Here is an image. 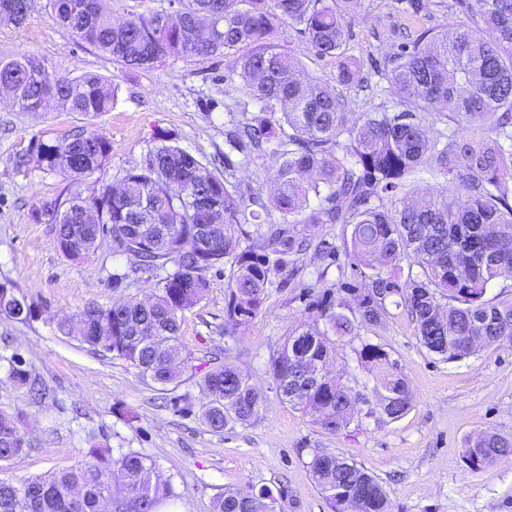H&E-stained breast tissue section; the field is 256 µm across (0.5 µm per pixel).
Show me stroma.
<instances>
[{"instance_id":"obj_1","label":"stroma","mask_w":512,"mask_h":512,"mask_svg":"<svg viewBox=\"0 0 512 512\" xmlns=\"http://www.w3.org/2000/svg\"><path fill=\"white\" fill-rule=\"evenodd\" d=\"M418 13L405 0H363L346 23L343 56H320L291 26L276 27L272 40L291 48L313 77L335 84L342 57L370 72L406 36L424 29L462 24L453 0H420ZM24 50L45 58L50 72L98 73L120 86L110 112L89 117L57 107L30 113L0 102V283L28 295L32 318H0V357L19 355L44 393L33 403L27 388L0 370V415L20 418L24 452L0 461V480L20 483L47 478L84 460L91 444L112 458L136 452L151 459L178 497L172 512H212L225 491L271 489L275 512H334L307 464L321 448L356 462L383 485L392 512H512V456L482 469L464 461L467 437L494 431L512 437V347L482 348L447 361L429 351L416 334L404 305L387 299L377 323L360 328L363 341L380 345L398 364L412 393L407 414L391 421L359 405L345 430L330 434L310 415L283 402L268 371L270 354L288 329L308 321L310 297L347 288L357 306L369 283L365 265L350 255L345 224H301L310 247L292 255L282 275L287 288L270 291L257 316L232 336L224 333V297L229 266L209 270V288L183 316L180 341L198 372L213 357L247 374L262 399L249 423L207 431L197 415L176 412L173 401L194 392L193 380L159 389L126 362L91 350L62 334L59 323L84 307H109L154 288L139 279L112 285L114 268L130 260L103 240L88 258L75 261L56 243L55 227L34 222V209L58 200L64 185L56 174L36 168V139L52 141L80 132L101 133L112 157L93 178L115 183L137 163L156 129L176 135L184 149L208 162H223L231 119L255 109L242 80H226L232 55L205 59L170 57L152 68H131L88 45L77 44L46 7L33 0L25 23H0V52Z\"/></svg>"}]
</instances>
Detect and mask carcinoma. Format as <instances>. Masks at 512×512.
<instances>
[{
    "label": "carcinoma",
    "instance_id": "carcinoma-1",
    "mask_svg": "<svg viewBox=\"0 0 512 512\" xmlns=\"http://www.w3.org/2000/svg\"><path fill=\"white\" fill-rule=\"evenodd\" d=\"M46 0L57 20L81 43L129 67L151 68L169 57L209 58L251 51L232 62L226 78L248 85L257 111L229 131V144L250 161L275 159L274 190L265 200L246 196L231 181V161L211 169L178 145L168 130H157L141 160L119 185L90 180L112 157L103 134L81 133L39 141L37 168L55 173L69 190L62 201L34 211L53 224L57 242L71 225L92 213L112 251L131 255L134 265L112 272L120 288L139 273L166 271L155 291L110 307L88 306L80 342L125 361L139 376L167 388L183 382L191 354L179 338L183 314L209 287L206 273L232 260L224 306V335L231 336L260 311L277 276L297 244L298 224H348L350 257L371 270L370 288L359 304V318L344 313L345 300L317 307V316L284 336L268 360L280 398L309 414L328 433L350 425L359 403L389 420L413 405L412 391L395 361L381 346L360 342L352 348L362 368L374 375L373 398L342 387L329 377L336 339L354 342L359 324L386 314L383 298L397 294L410 312L416 335L448 361L476 350L512 346V298L486 299L489 284L512 280V0H456L471 25L423 30L388 56L375 71L398 94L399 110L375 106L349 124L343 94L310 76L291 52L272 42L276 25L286 22L319 55H338L345 42L344 17L362 0H170L174 9L132 15L117 23L106 0ZM7 18L19 25L31 0H0ZM358 64L342 61L336 84L360 86ZM118 84L105 76L48 71L30 53L0 57V94L19 112H43L45 99L69 112L98 116L117 103ZM435 113L448 129L427 134L423 123ZM442 176L448 190L421 196L412 176ZM86 182L82 192L70 184ZM459 187L467 198L455 196ZM281 223L269 222L271 212ZM136 224L161 234L153 242L127 238ZM215 224L218 235L208 251L196 246L197 226ZM267 225L266 249L242 247V225ZM408 259L419 268L405 287L390 273ZM34 308L25 295L0 284V314L24 322ZM13 381L34 389L19 356L7 359ZM206 397L198 411L202 424L221 433L250 422L261 399L249 378L217 363L199 380ZM24 447L18 421L0 417V460ZM512 454V438L483 432L465 441L466 464L478 470ZM336 512H390L386 491L363 466L323 450L307 463ZM116 512H157L174 500L155 465L130 452L112 460L108 450L90 446L87 459L48 479L21 484L0 481V512H99L101 499ZM275 502L263 488L255 499L235 491L216 497L213 512H254L255 500Z\"/></svg>",
    "mask_w": 512,
    "mask_h": 512
}]
</instances>
